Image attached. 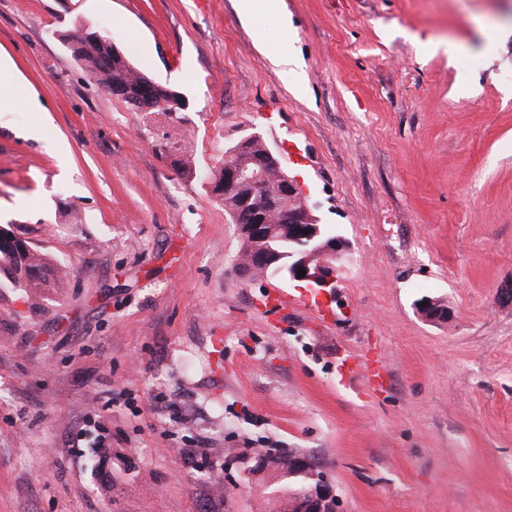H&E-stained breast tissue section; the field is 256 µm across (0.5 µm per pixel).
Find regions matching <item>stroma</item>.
<instances>
[{
	"label": "stroma",
	"mask_w": 512,
	"mask_h": 512,
	"mask_svg": "<svg viewBox=\"0 0 512 512\" xmlns=\"http://www.w3.org/2000/svg\"><path fill=\"white\" fill-rule=\"evenodd\" d=\"M269 2L0 0L46 111L0 119V225L67 274H0V512H284L277 453L340 512H512V0ZM80 28L183 109L101 90ZM251 134L349 243L335 288L238 274L209 177ZM424 302L423 306L420 303ZM418 312L432 322H446L450 317L448 307L441 300L433 297H424L417 302Z\"/></svg>",
	"instance_id": "obj_1"
}]
</instances>
